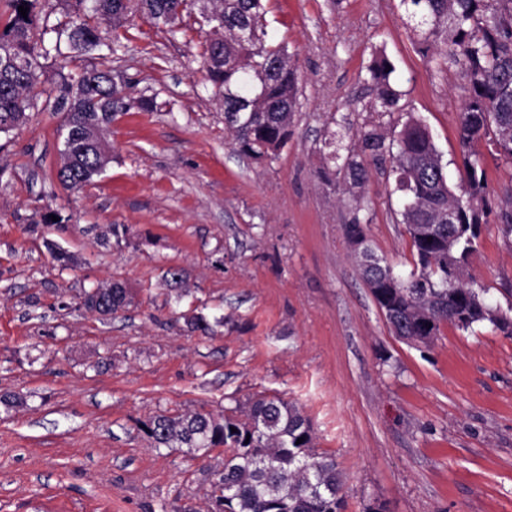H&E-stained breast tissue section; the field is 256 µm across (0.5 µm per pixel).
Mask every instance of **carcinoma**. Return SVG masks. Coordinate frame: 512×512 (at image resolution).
I'll use <instances>...</instances> for the list:
<instances>
[{"mask_svg": "<svg viewBox=\"0 0 512 512\" xmlns=\"http://www.w3.org/2000/svg\"><path fill=\"white\" fill-rule=\"evenodd\" d=\"M401 2L421 33V49L452 57L468 79L469 96L458 124L465 178L458 185L451 182L428 129L410 113L388 142L374 129L358 130L357 150L331 133L324 147L333 168L320 177L329 184L339 177L359 187L367 179L369 162L392 157L414 267L406 276L398 274L364 238L371 262L358 270L367 286L381 284L372 293L394 335H417L424 319L432 320L437 331L444 324L462 331L485 324L512 334V317L505 314L497 323L482 310L490 307L487 289L469 270L489 216L512 247V187L492 210L483 158L476 150L485 140L500 159L512 162V0ZM40 4L6 2L10 15L0 29V133L25 122L34 106L40 59L61 54V41L78 52L118 51L119 40L107 41L90 17L117 28L139 15L174 34L183 17L197 9L206 24L200 29L204 67L209 80L224 91V123L234 145L250 158L271 161L288 143L298 74L286 47L267 42L266 0H92L88 11L56 30L53 43L45 41L48 29L39 27ZM20 6L28 8L27 16L18 12ZM390 66L380 57L368 68L374 109L389 116L403 111ZM62 100L69 163L57 178L65 189L77 190L100 176L112 159L105 137L85 138L83 125L100 120L107 128L127 103L106 71L95 67L65 81ZM451 207L457 210L454 224L448 223ZM129 302L130 291L118 280L84 296V305L101 315H115ZM141 430L154 448H184L194 456L224 449V468L211 495L222 512H343L345 507L335 459L315 452L311 419L278 394L259 395L244 408L227 407L217 417L205 411L156 415L142 422Z\"/></svg>", "mask_w": 512, "mask_h": 512, "instance_id": "cac0c4a2", "label": "carcinoma"}]
</instances>
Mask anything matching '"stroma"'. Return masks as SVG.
<instances>
[{
	"label": "stroma",
	"instance_id": "1",
	"mask_svg": "<svg viewBox=\"0 0 512 512\" xmlns=\"http://www.w3.org/2000/svg\"><path fill=\"white\" fill-rule=\"evenodd\" d=\"M266 7L299 74L292 135L273 161L233 145L197 14L174 34L134 17L118 53L43 60L26 123L0 134V395L27 400L0 413V512H214L223 449L159 450L139 424L273 392L311 418L316 451L344 475V512H512V335L445 325L432 347L400 341L346 229L364 219L376 253L410 272L390 167L370 166L355 194L318 177L327 131L391 135L367 72L384 55L458 180L464 70L422 53L400 0ZM91 67L118 77L129 108L107 132L104 174L66 191L55 104L63 77ZM481 241L470 271L489 304L512 310V247L492 223ZM113 280L131 305L107 320L81 307L84 290ZM196 314L212 335L188 327Z\"/></svg>",
	"mask_w": 512,
	"mask_h": 512
}]
</instances>
